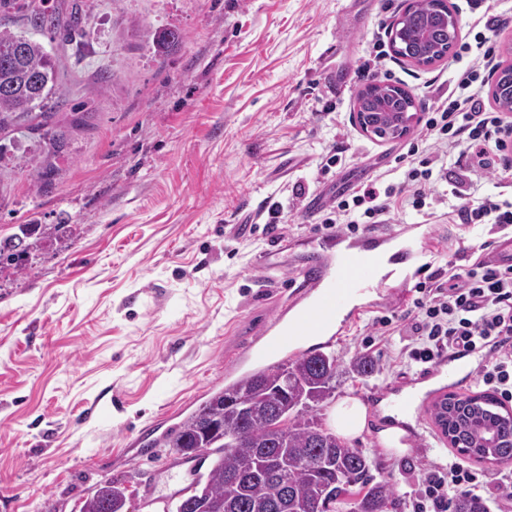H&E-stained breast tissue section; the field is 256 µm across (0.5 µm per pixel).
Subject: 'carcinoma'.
<instances>
[{"mask_svg": "<svg viewBox=\"0 0 512 512\" xmlns=\"http://www.w3.org/2000/svg\"><path fill=\"white\" fill-rule=\"evenodd\" d=\"M445 9L444 0H413L405 12L401 41L425 52L418 31L433 27ZM29 30L45 34L56 27V15L47 9L26 15ZM177 31L161 33V51L178 46ZM58 66L45 45L31 35L0 30V132L20 116L38 120L51 144L57 134L49 127L46 102L59 94ZM396 112L366 92L358 98L360 112ZM378 367L376 359L358 355L344 363L322 352L306 353L285 363L254 371L213 394L167 433V447L185 460L203 461L212 455L207 473L194 478L176 512H336L350 488L362 494L351 512H390L396 507L390 481L370 483V462L323 427L321 411L349 375L367 377ZM288 412L286 429L278 417ZM437 424L452 429L451 447L495 464L512 463V413L497 411L494 397L485 394L448 400L447 410L432 406ZM127 488L112 480L99 485L81 512H124ZM451 512H488L480 497L461 494Z\"/></svg>", "mask_w": 512, "mask_h": 512, "instance_id": "obj_1", "label": "carcinoma"}]
</instances>
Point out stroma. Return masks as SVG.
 Masks as SVG:
<instances>
[{"mask_svg": "<svg viewBox=\"0 0 512 512\" xmlns=\"http://www.w3.org/2000/svg\"><path fill=\"white\" fill-rule=\"evenodd\" d=\"M48 2L79 33L48 35L67 103L49 155L27 124L0 133V243L27 224L64 230L24 239L27 275L0 267V512H80L107 480L124 481L130 512H158L192 480L162 440L213 393L255 368L249 345L292 291L297 264L327 246L304 204L267 231L268 202L287 203L347 183L400 184L405 138L365 135L354 124L367 86L403 85L419 114L453 90L458 68L424 69L390 54L388 26L404 0H15L0 29L24 30L25 5ZM183 42L160 56L156 32ZM342 76L329 90L321 65ZM86 116L69 129L72 112ZM342 160L320 164L333 148ZM429 236L437 268L463 269L496 237L439 214ZM389 285L322 352L379 362L346 377L335 399H375L350 438L407 499L422 464L450 446L428 409L443 390L477 394L458 362L423 379L395 366L390 346H368L377 317L410 307ZM418 428L415 447L383 451L391 423Z\"/></svg>", "mask_w": 512, "mask_h": 512, "instance_id": "35a3bbf8", "label": "stroma"}]
</instances>
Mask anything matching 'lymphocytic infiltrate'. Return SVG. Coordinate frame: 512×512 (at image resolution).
I'll use <instances>...</instances> for the list:
<instances>
[{"mask_svg": "<svg viewBox=\"0 0 512 512\" xmlns=\"http://www.w3.org/2000/svg\"><path fill=\"white\" fill-rule=\"evenodd\" d=\"M484 78L473 68L462 70L446 101L429 112L425 123L406 145L418 157L406 172L412 187L409 204L429 216L434 203L456 199L457 217L464 224H489L496 233H512V202L477 196L475 183L485 177L512 180V114L490 112L483 106ZM466 143L472 154L495 153L498 164L475 181L449 180L443 149ZM393 186L369 181L337 197L322 216L325 228L353 235L392 221ZM419 295L401 313L378 318V338L405 337L398 351L401 361L435 367L445 357L480 351L476 381L499 402H512V264L475 260L466 269L442 277L431 273L418 284ZM496 487L499 503L512 512V470L495 475L474 469L456 454L446 462L425 466L418 489L407 503L408 512H448L463 492L477 494Z\"/></svg>", "mask_w": 512, "mask_h": 512, "instance_id": "obj_1", "label": "lymphocytic infiltrate"}]
</instances>
